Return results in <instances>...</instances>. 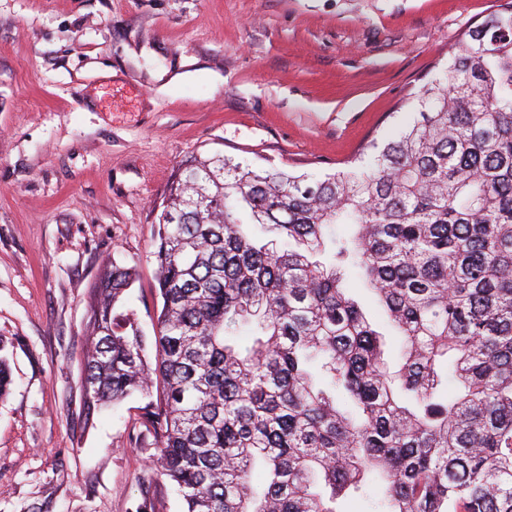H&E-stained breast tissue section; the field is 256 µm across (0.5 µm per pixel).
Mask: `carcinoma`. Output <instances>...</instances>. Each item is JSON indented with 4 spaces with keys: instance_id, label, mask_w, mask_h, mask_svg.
I'll return each instance as SVG.
<instances>
[{
    "instance_id": "1",
    "label": "carcinoma",
    "mask_w": 512,
    "mask_h": 512,
    "mask_svg": "<svg viewBox=\"0 0 512 512\" xmlns=\"http://www.w3.org/2000/svg\"><path fill=\"white\" fill-rule=\"evenodd\" d=\"M407 106L416 119L322 177L186 160L159 204L153 336L117 309L136 268L104 265L84 409L142 396L184 512H336L370 476L381 512H512V3L467 27ZM353 271L403 339L395 371L344 288ZM11 384L0 356L1 399Z\"/></svg>"
}]
</instances>
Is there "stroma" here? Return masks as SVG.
Wrapping results in <instances>:
<instances>
[{"mask_svg": "<svg viewBox=\"0 0 512 512\" xmlns=\"http://www.w3.org/2000/svg\"><path fill=\"white\" fill-rule=\"evenodd\" d=\"M504 2L0 0V512H183L150 468L141 398L84 411L103 266L137 268L128 300L152 333L157 206L183 161L344 168ZM346 286L397 361L384 310Z\"/></svg>", "mask_w": 512, "mask_h": 512, "instance_id": "35a3bbf8", "label": "stroma"}]
</instances>
